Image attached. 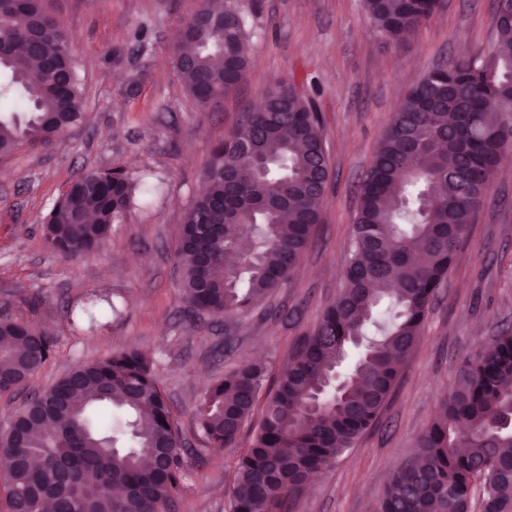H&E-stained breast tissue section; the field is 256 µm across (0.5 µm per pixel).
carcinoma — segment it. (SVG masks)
I'll return each mask as SVG.
<instances>
[{
  "mask_svg": "<svg viewBox=\"0 0 512 512\" xmlns=\"http://www.w3.org/2000/svg\"><path fill=\"white\" fill-rule=\"evenodd\" d=\"M373 26L399 40L440 0H364ZM216 18L186 19L174 62L206 107L234 89L249 62L242 13L203 0ZM0 159L23 142L46 146L84 120L73 39L46 0H0ZM213 145L204 192L186 212L179 265L187 312L215 319L252 312L304 255L321 222L329 162L319 113L291 84ZM512 143V0H498L496 40L481 57L451 56L410 90L366 171L343 285L312 329L290 345L228 490L229 512H294L307 479L336 463L379 422L455 254ZM122 169L72 182L43 221L64 259L98 253L133 204ZM421 250L422 262L413 258ZM88 300L71 313L91 322ZM56 346L0 315V396L39 373ZM348 364L336 392V369ZM134 348L71 368L0 421L6 512H158L182 480L179 434L154 372ZM268 385L261 362L224 373L200 397L199 428L213 448L235 446ZM393 473L378 512H512V333L459 366L437 417Z\"/></svg>",
  "mask_w": 512,
  "mask_h": 512,
  "instance_id": "1",
  "label": "carcinoma"
}]
</instances>
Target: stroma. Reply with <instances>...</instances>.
<instances>
[{"mask_svg":"<svg viewBox=\"0 0 512 512\" xmlns=\"http://www.w3.org/2000/svg\"><path fill=\"white\" fill-rule=\"evenodd\" d=\"M243 13L245 79L218 103L197 104L173 60L176 34L202 0H48L76 46L85 119L47 148L19 146L0 162V313L56 339L28 385L37 391L81 362L133 347L156 363L185 443L174 512H229L227 490L254 429L233 448L211 447L195 404L231 367L254 358L277 376L292 341L319 320L342 287L359 186L393 112L432 67L453 53L482 55L495 41L496 0H443L400 41L369 22L363 0H224ZM322 115L330 175L322 220L286 283L262 311L210 327L183 314L176 251L186 211L202 189L213 144L278 83ZM125 169L152 191L136 196L100 252L64 260L45 241L43 218L82 173ZM121 302L120 317L73 327L85 297ZM512 328V149L448 269L380 424L347 456L311 478L295 512H374L395 466L435 418L464 356ZM237 346L225 353V337Z\"/></svg>","mask_w":512,"mask_h":512,"instance_id":"stroma-1","label":"stroma"}]
</instances>
